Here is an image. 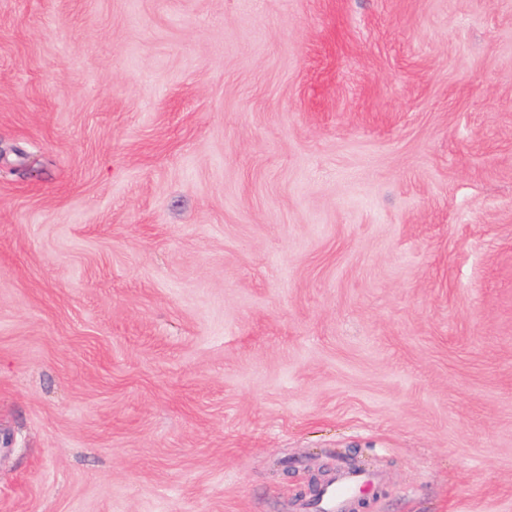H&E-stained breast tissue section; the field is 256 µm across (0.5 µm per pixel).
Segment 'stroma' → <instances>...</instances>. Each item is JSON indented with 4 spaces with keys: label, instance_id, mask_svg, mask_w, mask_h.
<instances>
[{
    "label": "stroma",
    "instance_id": "stroma-1",
    "mask_svg": "<svg viewBox=\"0 0 512 512\" xmlns=\"http://www.w3.org/2000/svg\"><path fill=\"white\" fill-rule=\"evenodd\" d=\"M512 512V0H0V512ZM378 479L379 477L372 472L356 469L343 470L327 487L315 509L317 512H347L353 494L359 488L375 485Z\"/></svg>",
    "mask_w": 512,
    "mask_h": 512
}]
</instances>
